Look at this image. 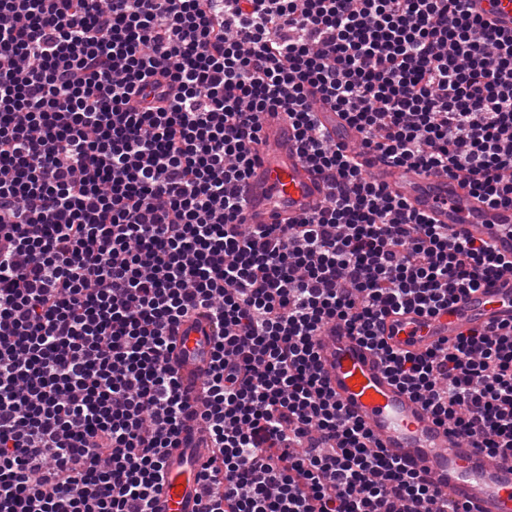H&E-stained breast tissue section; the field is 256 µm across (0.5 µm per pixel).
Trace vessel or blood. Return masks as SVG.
I'll list each match as a JSON object with an SVG mask.
<instances>
[{"label":"vessel or blood","instance_id":"1","mask_svg":"<svg viewBox=\"0 0 512 512\" xmlns=\"http://www.w3.org/2000/svg\"><path fill=\"white\" fill-rule=\"evenodd\" d=\"M473 15L512 32V0H469ZM323 128L337 142L356 137L339 113L318 114ZM265 151L242 184L249 224H289L320 209L326 188L299 155L294 131L278 114L266 115L261 130ZM371 178L385 185L412 209L434 223L467 235L492 240L512 255V207L491 206L463 189L458 181L421 169L369 160ZM512 323V275L489 279L448 311L427 315L413 309L387 316L380 327L385 342L398 350L422 352L472 329ZM213 329L206 319L182 326L177 346L184 388H198L212 349ZM323 376L343 409L361 420L375 443L407 467L425 471L433 487L468 512H512V461L474 447L471 439L448 433L424 404L386 373L374 350L347 327L335 323L315 338ZM204 449L174 453L164 467L154 512H198L196 473Z\"/></svg>","mask_w":512,"mask_h":512}]
</instances>
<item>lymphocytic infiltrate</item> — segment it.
Here are the masks:
<instances>
[{
    "label": "lymphocytic infiltrate",
    "mask_w": 512,
    "mask_h": 512,
    "mask_svg": "<svg viewBox=\"0 0 512 512\" xmlns=\"http://www.w3.org/2000/svg\"><path fill=\"white\" fill-rule=\"evenodd\" d=\"M467 2L0 0V512H151L192 423L200 512H461L328 391L314 338L331 322L439 424L512 458V324L422 353L379 334L512 257L358 162L512 206V33ZM269 112L329 194L246 224ZM198 314L217 334L195 403L176 333ZM318 117L323 128L336 139V142L350 145L356 138V131L347 124L338 112L324 109L322 112H318Z\"/></svg>",
    "instance_id": "f902f5d3"
}]
</instances>
